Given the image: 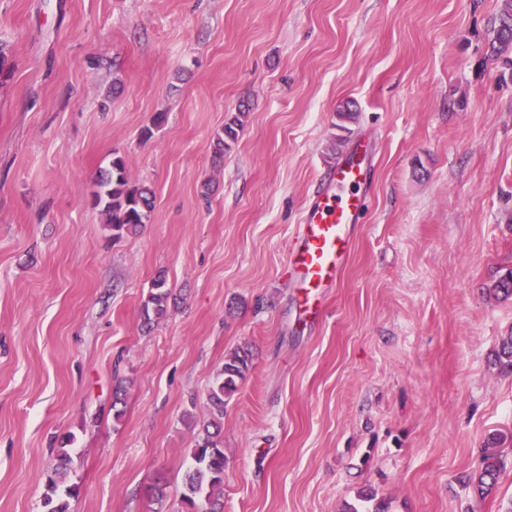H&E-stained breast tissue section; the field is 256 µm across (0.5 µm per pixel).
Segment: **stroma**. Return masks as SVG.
<instances>
[{
    "mask_svg": "<svg viewBox=\"0 0 512 512\" xmlns=\"http://www.w3.org/2000/svg\"><path fill=\"white\" fill-rule=\"evenodd\" d=\"M498 5L0 0V512H41L68 433L71 512H184L209 387L240 346L224 512H353L369 492L385 512H506L512 374L494 359L512 299L490 287L512 268V78L484 60ZM361 145L367 207L307 325L289 244ZM115 155L155 193L119 239L92 203ZM160 274L176 304L148 330ZM494 437L506 468L482 499L462 479ZM244 108H240L238 112L232 113L224 122V128L222 134H218L215 142L214 153L219 156L223 155L224 152L229 151L231 143H235L238 137V130L243 126L242 118L247 115L248 108L243 105Z\"/></svg>",
    "mask_w": 512,
    "mask_h": 512,
    "instance_id": "35a3bbf8",
    "label": "stroma"
}]
</instances>
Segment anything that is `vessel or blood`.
I'll use <instances>...</instances> for the list:
<instances>
[{
	"label": "vessel or blood",
	"instance_id": "obj_1",
	"mask_svg": "<svg viewBox=\"0 0 512 512\" xmlns=\"http://www.w3.org/2000/svg\"><path fill=\"white\" fill-rule=\"evenodd\" d=\"M367 176L361 161L340 163L324 195L306 207L289 248L288 265L300 290V308L310 322L321 317V298L335 286L349 255L348 229L362 207L359 188Z\"/></svg>",
	"mask_w": 512,
	"mask_h": 512
}]
</instances>
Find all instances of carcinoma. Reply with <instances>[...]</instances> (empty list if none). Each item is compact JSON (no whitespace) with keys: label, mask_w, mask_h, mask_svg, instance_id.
<instances>
[{"label":"carcinoma","mask_w":512,"mask_h":512,"mask_svg":"<svg viewBox=\"0 0 512 512\" xmlns=\"http://www.w3.org/2000/svg\"><path fill=\"white\" fill-rule=\"evenodd\" d=\"M485 60L499 61L512 70V0H500L494 18ZM247 108H241L224 122L217 136L214 153L223 155L231 149L243 126ZM99 190L94 193V205L106 216L107 229L119 239L132 235L150 219L154 191L147 186H131L130 173L121 156L112 158L107 169L97 178ZM491 291L502 299H512V269L501 275ZM172 291L166 278L157 276L141 307L143 322L150 325L167 317L172 304ZM495 361L512 372V335L504 338L495 352ZM251 367V354L239 347L224 357L223 367L216 373L208 390L210 417L198 431L195 448L191 450L192 466L185 479L182 502L187 512H224V441L222 437L224 406L239 390ZM75 436L65 435L56 449L57 464L46 476L41 497L42 512H70V500L79 495V485L70 478V446ZM504 462L496 453L483 456L478 470L468 475L466 486L480 497L493 493Z\"/></svg>","instance_id":"carcinoma-1"}]
</instances>
